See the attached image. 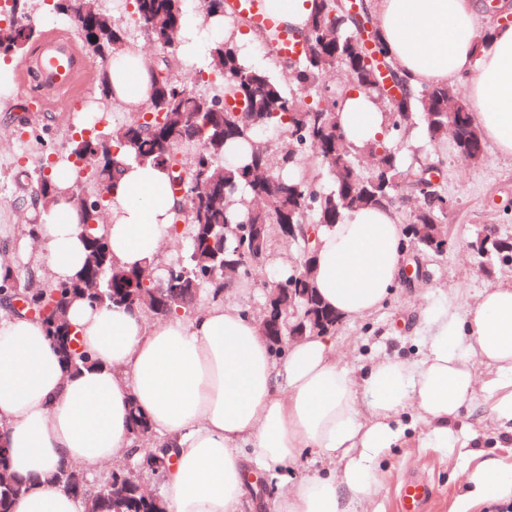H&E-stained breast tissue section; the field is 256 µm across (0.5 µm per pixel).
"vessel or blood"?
Returning <instances> with one entry per match:
<instances>
[{
  "instance_id": "vessel-or-blood-1",
  "label": "vessel or blood",
  "mask_w": 512,
  "mask_h": 512,
  "mask_svg": "<svg viewBox=\"0 0 512 512\" xmlns=\"http://www.w3.org/2000/svg\"><path fill=\"white\" fill-rule=\"evenodd\" d=\"M88 69L76 43L64 33L46 34L36 51L18 69L22 86L32 87L31 108L44 109L83 92ZM436 494L434 485L421 478L406 480L399 491L398 512H424Z\"/></svg>"
}]
</instances>
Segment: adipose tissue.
<instances>
[{
    "label": "adipose tissue",
    "mask_w": 512,
    "mask_h": 512,
    "mask_svg": "<svg viewBox=\"0 0 512 512\" xmlns=\"http://www.w3.org/2000/svg\"><path fill=\"white\" fill-rule=\"evenodd\" d=\"M386 49L410 90L465 80L485 140L512 156V23L477 35V0H377ZM113 104L137 112L154 75L143 52L126 49L107 67ZM342 124L355 142L383 138L382 118L352 94ZM116 176L100 226L115 267L156 262L171 238L176 199L165 167L113 151ZM80 212L66 195L38 227L32 268L51 285L78 280L86 259ZM405 234L389 207L350 213L323 228L316 287L345 320L380 310L402 276ZM67 319L81 338L85 367L67 370L47 325L0 308V447L27 480L13 512H85L55 487L63 465L100 466L133 455V413L171 450L164 512H241L248 464L277 482L274 512H356L378 490V457L403 430L402 413L428 428L433 447L454 440V423L476 413L480 393L512 430V284L484 291L462 309L452 295L419 314V359L387 356L354 376L337 360L333 337L312 334L276 361L250 313L216 300L191 318L147 322L126 307L72 300ZM341 461L337 475L296 477L301 452ZM512 501V464L482 458L465 475L457 512Z\"/></svg>",
    "instance_id": "obj_1"
}]
</instances>
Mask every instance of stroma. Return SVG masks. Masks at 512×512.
<instances>
[{
  "mask_svg": "<svg viewBox=\"0 0 512 512\" xmlns=\"http://www.w3.org/2000/svg\"><path fill=\"white\" fill-rule=\"evenodd\" d=\"M22 95L14 78L8 92L0 96V255L28 269L36 247L25 231L29 206L14 178L36 160L44 128H51L62 141L69 132L62 123L67 112L63 106L31 112L29 128L18 130L11 108ZM413 124L422 160L437 163V185L453 202L441 218L448 226V248L441 253H420L421 277L400 281L383 309L337 326L336 354L357 375L371 360L386 355L416 358L420 343L413 334L414 310L452 292L459 294L462 303L472 305L485 289L512 284V268L496 266L483 271L469 249L470 241L490 229L512 237V157L500 155L489 144L484 161L469 165L459 157L453 140L429 141L421 119H414ZM401 423L406 427L403 438L380 457V490L360 502L359 512H397L400 487L412 477L427 478L437 489L429 512H452L470 454L484 452L512 463V434L499 425L490 407L457 425L460 445L456 448L431 447L426 427L409 416H402Z\"/></svg>",
  "mask_w": 512,
  "mask_h": 512,
  "instance_id": "stroma-1",
  "label": "stroma"
}]
</instances>
